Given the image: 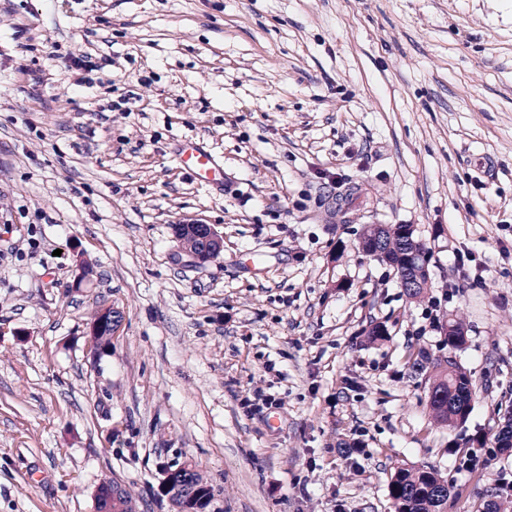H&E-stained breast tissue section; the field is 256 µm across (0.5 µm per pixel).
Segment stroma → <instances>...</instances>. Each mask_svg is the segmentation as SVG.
Returning <instances> with one entry per match:
<instances>
[{
    "label": "stroma",
    "mask_w": 512,
    "mask_h": 512,
    "mask_svg": "<svg viewBox=\"0 0 512 512\" xmlns=\"http://www.w3.org/2000/svg\"><path fill=\"white\" fill-rule=\"evenodd\" d=\"M72 50L110 63L81 83ZM189 220L224 238L201 267ZM371 224L414 225L424 300L362 252ZM419 354L470 374L465 425L434 422ZM511 412L512 0H0V512H96L112 479L174 512L186 459L215 512H395L422 466L484 512L512 500ZM177 158L181 168L193 181L216 187L224 186V162L199 141L188 140L180 144ZM122 312L114 305H104L99 309L97 317L89 326L88 347L94 357L100 358L105 355L108 349L105 344L101 345L99 338L107 337L112 342L114 334L122 322Z\"/></svg>",
    "instance_id": "1"
}]
</instances>
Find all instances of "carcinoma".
<instances>
[{
    "instance_id": "1",
    "label": "carcinoma",
    "mask_w": 512,
    "mask_h": 512,
    "mask_svg": "<svg viewBox=\"0 0 512 512\" xmlns=\"http://www.w3.org/2000/svg\"><path fill=\"white\" fill-rule=\"evenodd\" d=\"M386 258L392 265L402 266L400 236L386 235ZM445 345L450 349L461 347L465 341V324L455 317L446 323ZM476 391L469 375L454 360H445L433 366V382L429 392V406L433 420L443 426L464 424L471 412ZM497 449L512 453V418L504 421L496 435ZM450 489L441 474L430 467L400 468L391 476L389 496L395 512H443Z\"/></svg>"
}]
</instances>
